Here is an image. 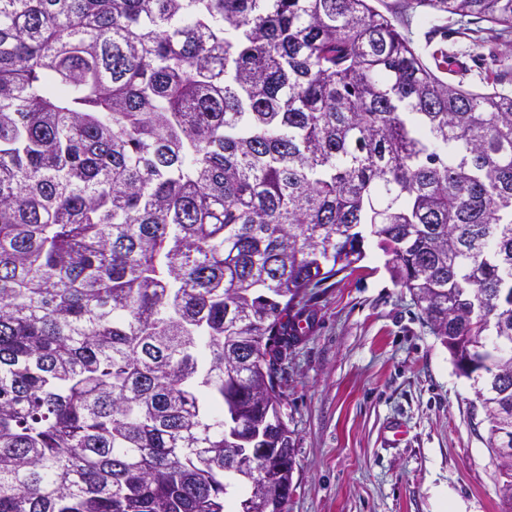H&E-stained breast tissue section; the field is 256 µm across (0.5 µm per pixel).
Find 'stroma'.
<instances>
[{
  "instance_id": "stroma-1",
  "label": "stroma",
  "mask_w": 512,
  "mask_h": 512,
  "mask_svg": "<svg viewBox=\"0 0 512 512\" xmlns=\"http://www.w3.org/2000/svg\"><path fill=\"white\" fill-rule=\"evenodd\" d=\"M457 28L429 40L416 19L410 33L447 52L451 80L481 88L512 49L490 39L475 57ZM365 251L360 269L312 290L314 323L282 365L295 454L288 512H506L471 380L391 280L383 252L371 241Z\"/></svg>"
}]
</instances>
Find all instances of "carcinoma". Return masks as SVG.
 I'll list each match as a JSON object with an SVG mask.
<instances>
[{"mask_svg": "<svg viewBox=\"0 0 512 512\" xmlns=\"http://www.w3.org/2000/svg\"><path fill=\"white\" fill-rule=\"evenodd\" d=\"M419 7L512 41V0H0V512H287L293 309L367 234L512 509V65L448 81Z\"/></svg>", "mask_w": 512, "mask_h": 512, "instance_id": "carcinoma-1", "label": "carcinoma"}]
</instances>
